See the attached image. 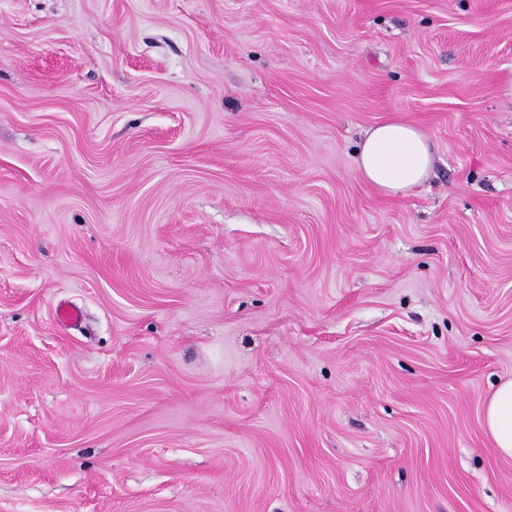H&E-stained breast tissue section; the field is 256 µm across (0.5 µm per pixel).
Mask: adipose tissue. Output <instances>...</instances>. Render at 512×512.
<instances>
[{
  "label": "adipose tissue",
  "instance_id": "obj_1",
  "mask_svg": "<svg viewBox=\"0 0 512 512\" xmlns=\"http://www.w3.org/2000/svg\"><path fill=\"white\" fill-rule=\"evenodd\" d=\"M433 162L427 133L396 119L369 129L358 148L361 177L386 195L404 194L422 185ZM481 426L497 453L512 459V379L500 382L486 398Z\"/></svg>",
  "mask_w": 512,
  "mask_h": 512
}]
</instances>
